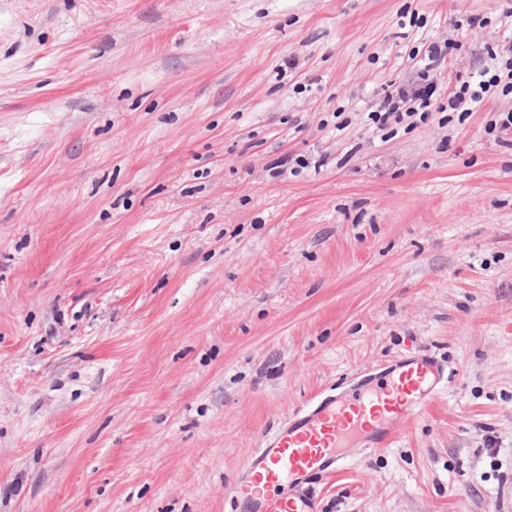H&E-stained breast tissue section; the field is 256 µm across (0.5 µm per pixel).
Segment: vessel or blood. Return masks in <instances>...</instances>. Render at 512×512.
I'll use <instances>...</instances> for the list:
<instances>
[{
  "label": "vessel or blood",
  "instance_id": "b4317fda",
  "mask_svg": "<svg viewBox=\"0 0 512 512\" xmlns=\"http://www.w3.org/2000/svg\"><path fill=\"white\" fill-rule=\"evenodd\" d=\"M446 382L438 359L414 353L316 396L267 435L238 471L236 512H319L315 485L352 453L389 447L402 417L426 409Z\"/></svg>",
  "mask_w": 512,
  "mask_h": 512
}]
</instances>
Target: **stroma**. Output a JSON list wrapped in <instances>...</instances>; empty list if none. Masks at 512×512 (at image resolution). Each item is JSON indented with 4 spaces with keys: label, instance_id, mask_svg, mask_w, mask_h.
Listing matches in <instances>:
<instances>
[{
    "label": "stroma",
    "instance_id": "obj_1",
    "mask_svg": "<svg viewBox=\"0 0 512 512\" xmlns=\"http://www.w3.org/2000/svg\"><path fill=\"white\" fill-rule=\"evenodd\" d=\"M505 7L0 0V512H234L266 432L409 349L447 389L320 512H512V93L365 122Z\"/></svg>",
    "mask_w": 512,
    "mask_h": 512
}]
</instances>
